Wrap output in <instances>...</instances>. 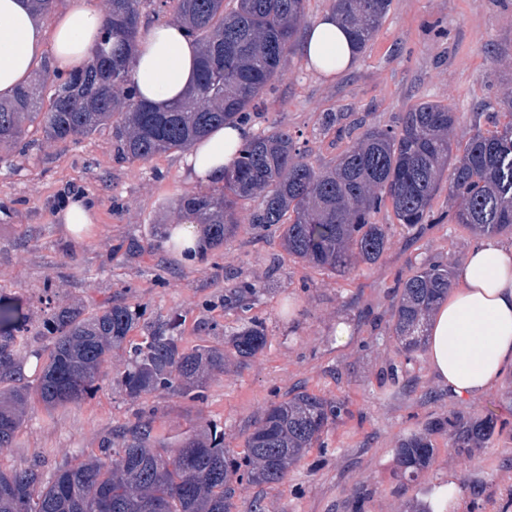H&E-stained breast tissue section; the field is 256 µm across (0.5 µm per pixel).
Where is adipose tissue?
Returning a JSON list of instances; mask_svg holds the SVG:
<instances>
[{
  "label": "adipose tissue",
  "mask_w": 512,
  "mask_h": 512,
  "mask_svg": "<svg viewBox=\"0 0 512 512\" xmlns=\"http://www.w3.org/2000/svg\"><path fill=\"white\" fill-rule=\"evenodd\" d=\"M104 23L90 0H66L49 28L30 0H0V97L32 79L45 46L53 47L59 69L84 65ZM301 52L325 75L349 69L355 60L332 13L308 28ZM197 56V45L179 25L143 27L134 64L141 99L161 108L184 95L197 79ZM250 135L240 125L217 129L186 154L184 164L201 182L221 179ZM425 355L436 380L458 400L482 397L512 372V245L487 239L466 253L457 284L429 318Z\"/></svg>",
  "instance_id": "adipose-tissue-1"
}]
</instances>
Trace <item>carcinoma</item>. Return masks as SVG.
<instances>
[{
	"instance_id": "1",
	"label": "carcinoma",
	"mask_w": 512,
	"mask_h": 512,
	"mask_svg": "<svg viewBox=\"0 0 512 512\" xmlns=\"http://www.w3.org/2000/svg\"><path fill=\"white\" fill-rule=\"evenodd\" d=\"M101 42L84 68L63 76L43 61L31 84L0 99V146L25 145L38 125L46 140L75 142L105 128L118 151L147 162L186 150L219 126L235 125L257 108L266 88L285 76L288 57L305 17V0H107ZM391 0H333V11L359 54L386 18ZM173 17L198 44V76L186 96L164 109L142 101L133 78L136 38L147 9ZM504 122L455 138L460 116L442 102H419L394 128L369 125L330 166L314 164L284 127L264 131L240 148L224 177L185 196L178 223L204 226L200 252L224 245L238 229L237 204L256 202L248 223L283 228L288 255L331 273L357 261L375 263L391 244L389 225L372 222L391 205L397 223L423 224L448 177L456 202L454 222L476 236L512 233V94L501 101ZM454 284L448 265L431 261L402 282L393 329L414 351L433 306ZM262 291L242 280L224 305ZM144 312L111 304L92 312L50 308L42 320L49 339L47 365L37 389L48 408L91 394L112 350L129 353L123 376L128 395L163 390L202 394L209 374L224 368V351L185 350L175 320L153 326L143 343L128 339ZM24 331L19 311L0 300V447L22 427L30 394L14 384L15 348ZM256 320L230 338L235 353L252 358L266 346ZM344 411L342 404L302 391L270 405L247 439L241 459L227 456L224 438L194 433L171 457L152 451V426L139 420L104 436L100 457L59 468L48 480L35 466L0 472V512H231V477L282 481L291 464L321 441ZM459 453L478 448L495 431L493 417L450 418L440 424ZM405 473L428 468L433 444L421 435L399 443Z\"/></svg>"
}]
</instances>
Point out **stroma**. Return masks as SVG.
<instances>
[{
    "mask_svg": "<svg viewBox=\"0 0 512 512\" xmlns=\"http://www.w3.org/2000/svg\"><path fill=\"white\" fill-rule=\"evenodd\" d=\"M512 93V0H392L379 31L355 64L334 76L310 69L301 51L287 74L251 113L260 133L282 126L327 165L366 125H396L411 105L447 103L461 117L458 138L473 127L493 129L499 103ZM333 112V128L322 123ZM25 153L6 151L0 163V295L14 298L27 321L17 350L21 384L35 387L45 364L39 334L47 307L108 304L142 308L131 332L178 319L186 349L218 347L226 354L202 396L156 391L129 397L122 384L124 351L81 402L53 409L31 397L12 444L0 447V471L38 465L44 477L98 457L102 438L148 415L156 449L169 455L198 428L222 430L231 454L272 404L305 391L343 402L324 447L306 449L285 480L256 484L232 479L231 512H417L434 485L455 479L458 512H512V374L480 400L450 399L431 375L424 352L405 356L392 333L398 282L437 259L459 268L478 239L452 220L447 191L435 197L436 223L404 228L391 208L374 214L391 227L392 244L375 264L343 274L289 256L277 227L248 223L253 202L239 204L243 223L219 250L192 260L164 244L177 201L201 184L183 168L182 152L147 162L117 152L110 131L78 143H56L30 130ZM94 207L91 236L76 238L58 212L70 195ZM247 279L262 292L246 308H228L224 294ZM264 323L267 344L243 359L229 335L248 321ZM494 414L504 430L483 447L458 454L448 436L432 434L434 454L416 479L403 476L396 448L427 425L453 416Z\"/></svg>",
    "mask_w": 512,
    "mask_h": 512,
    "instance_id": "1",
    "label": "stroma"
}]
</instances>
